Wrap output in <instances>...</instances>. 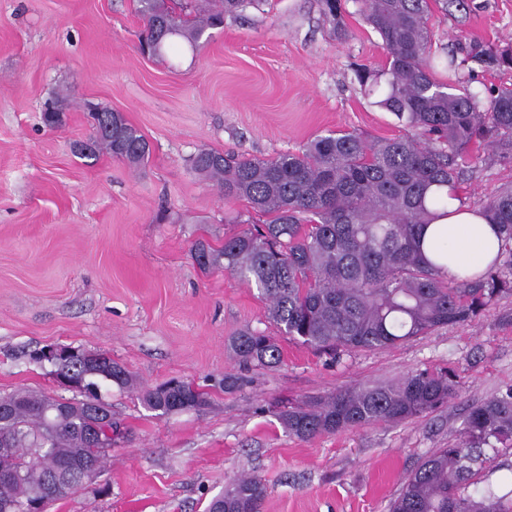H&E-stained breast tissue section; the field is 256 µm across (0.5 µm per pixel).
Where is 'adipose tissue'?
I'll return each instance as SVG.
<instances>
[{
    "label": "adipose tissue",
    "mask_w": 512,
    "mask_h": 512,
    "mask_svg": "<svg viewBox=\"0 0 512 512\" xmlns=\"http://www.w3.org/2000/svg\"><path fill=\"white\" fill-rule=\"evenodd\" d=\"M496 226L490 224L483 210L448 202V214L429 224L423 235L422 249L430 259H443L446 273L455 280L482 274L501 250Z\"/></svg>",
    "instance_id": "adipose-tissue-1"
}]
</instances>
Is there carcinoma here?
I'll return each instance as SVG.
<instances>
[{
    "label": "carcinoma",
    "mask_w": 512,
    "mask_h": 512,
    "mask_svg": "<svg viewBox=\"0 0 512 512\" xmlns=\"http://www.w3.org/2000/svg\"><path fill=\"white\" fill-rule=\"evenodd\" d=\"M144 22L142 46L161 57L171 38L197 52L205 34L241 17L261 0H137ZM366 23L387 53L384 68L361 67L363 87L385 83L379 106L406 133L370 140L355 131L316 135L296 152L274 158H244L202 150L192 169L215 185L228 203L244 201L260 224L224 235L215 248L192 247L205 272L222 270L253 283L266 301L268 318L280 332L305 346L340 356L359 349L392 347L436 329L470 321L497 298L512 294V187L489 197L482 210L498 227L501 253L482 276L453 281L443 265L420 249L425 227L448 215V194L458 189V159L493 137L512 140V87L483 99L440 83V71L457 72L474 62L512 68V48L460 47L463 57L434 46L429 29L439 0H358ZM322 15L338 24L343 0H319ZM92 151H106L133 166L144 164L150 146L119 112L99 113ZM244 366L281 361L274 337L245 328L231 341ZM62 370L83 381L86 397L101 386L128 384L117 364H90L74 355ZM459 384L449 372H413L391 384L340 389L308 408L292 407L279 420L288 434L308 440L382 422L396 425L454 399ZM147 407L163 417L178 405L207 404L206 393L185 383H165L146 392ZM54 398L18 389L0 396V441L13 442V465L23 478L5 484L3 495L30 499L41 478L60 472L63 457L105 464L112 438L89 441L91 415L84 405L65 404L48 424ZM512 447V387L470 407L460 438L439 448L411 473L389 512H512V481L491 477L503 470L484 449ZM266 487L254 477L235 476L209 512H262Z\"/></svg>",
    "instance_id": "obj_1"
}]
</instances>
